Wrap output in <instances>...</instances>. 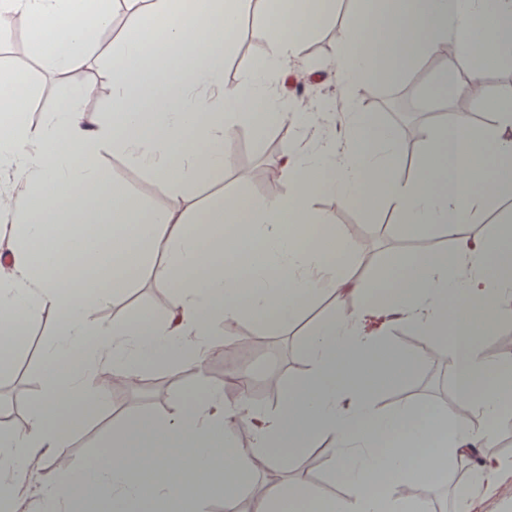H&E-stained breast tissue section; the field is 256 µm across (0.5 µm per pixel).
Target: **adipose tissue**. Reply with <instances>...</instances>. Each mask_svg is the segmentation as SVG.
Returning a JSON list of instances; mask_svg holds the SVG:
<instances>
[{"label":"adipose tissue","mask_w":512,"mask_h":512,"mask_svg":"<svg viewBox=\"0 0 512 512\" xmlns=\"http://www.w3.org/2000/svg\"><path fill=\"white\" fill-rule=\"evenodd\" d=\"M0 0V20L25 16L48 38L44 67L60 77L105 53L112 82V118L95 127L85 120L92 85H67L61 105L41 126L25 121L11 70H0V100L9 120L0 132V168L20 175L16 189L0 193V215L11 217L14 244L0 259V373L8 371L28 320L51 311L56 339L44 352L45 387L30 395V425L18 433L0 426V484L21 498L32 474L41 479L48 512H64L74 499L103 512H152L172 505L201 512L213 491L232 512L259 471L301 461L302 450L329 439L343 496L314 501L315 512H427L412 481L439 479L449 460L470 466L479 482L512 468V459L481 455L484 442L512 419L485 377L512 382V363L489 357L482 335L512 319V273L502 242L461 233L462 225L495 200L512 195V94H486L472 85V64L512 46V0H395L380 20L348 25L336 47L345 89L418 56L449 50L442 78L471 95L492 120L474 128L453 123L426 129L415 178L400 180L397 142L369 113L349 115L347 141L325 139L279 168L289 193L250 202L246 191L211 197L197 206L188 190L224 170V143L237 122L256 121V106L279 112L304 128L333 117L331 100L311 112L282 111L273 83L289 61L304 54L306 30L293 16L271 20V0H200L197 36L177 24L183 0ZM268 27L269 51L233 89L224 87L225 36L242 18ZM119 152L165 183L168 208L135 220V203L119 183L105 179L102 152ZM346 204L370 208L386 202L406 234L440 229L448 250L397 255L386 278H354L356 245L347 243L309 205L312 185ZM111 215V231L101 228ZM326 224L314 249H299L294 227ZM97 237L85 236L88 226ZM142 270L170 289L168 322L149 313L103 322L101 304L131 288ZM329 294L334 314L308 336L310 369L291 382L273 413L241 410L222 389L198 383L174 415L151 420L113 419L105 442L70 459V438L104 394L91 386L93 370L112 367L114 378L135 380L150 361L200 365L224 342L223 328L250 314H271L279 329L301 317L314 290ZM399 314L431 336H450L448 362L463 407L454 413L411 404L393 411L376 405L378 387L409 362L380 352L368 324L378 312ZM253 435L236 447V428ZM302 482L270 486L254 512H293L310 497Z\"/></svg>","instance_id":"ef3b65f1"}]
</instances>
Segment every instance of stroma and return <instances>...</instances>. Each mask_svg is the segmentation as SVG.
Masks as SVG:
<instances>
[{
  "label": "stroma",
  "mask_w": 512,
  "mask_h": 512,
  "mask_svg": "<svg viewBox=\"0 0 512 512\" xmlns=\"http://www.w3.org/2000/svg\"><path fill=\"white\" fill-rule=\"evenodd\" d=\"M358 6V0H338L335 13L320 22L305 0H292V13L301 16L312 31L303 58L289 65L280 82V91L287 97L290 108L305 112L321 98L329 97L337 102L340 111L355 108L370 113L377 123L384 126L396 123L403 127L411 122L435 126L432 112L453 104L455 96L437 84L436 72H423V59L413 61L402 75H384L359 82L352 97H345L342 93L334 76L336 45ZM228 39L233 49L224 65V84L230 88L264 57L267 41L265 32L247 21L229 34ZM0 61L25 73L27 80L35 86L27 120L30 125H41L62 96V82L43 69L35 43L27 42L18 47L10 41L0 44ZM76 78L95 85L96 91L86 103L88 121L94 126L103 123L109 116L111 96L109 71L103 58L91 60ZM335 131L336 126L332 123L320 124L315 129H295L275 120L266 121L265 131L261 134L251 125L239 126L228 146L231 158L223 173L206 178L192 187L191 192L203 200L215 193H230L242 187L255 203L265 201L272 191L288 192V182L280 181L276 186H268L257 178L256 169L277 166L290 150L309 147L317 133L332 134ZM99 165L109 180L125 185L140 207L139 218H146L149 211L169 206L171 197L167 186L148 172L132 168L122 154L102 153ZM311 201L318 212L330 218L345 241L362 244L363 249L357 253L351 268L352 275L358 278L379 274L392 255L425 253L432 248L443 250L450 246L448 239L437 231L419 238L407 235L396 214L384 206L365 210L342 204L335 196L317 187L311 190ZM167 295V289L144 274L127 294L103 306L100 316L109 322L130 319L147 310L159 321L166 313ZM331 314L328 298L321 297L313 299L299 322L285 332L262 316L240 319L232 328V339L236 342L250 340L255 344L245 363L253 385L260 386L274 378L283 389L293 379L306 374L310 367L306 355L308 331L314 323L329 318ZM55 325L56 316L51 312L42 313L29 322L24 328L25 343L17 357L20 369L0 375V407L14 411L15 431L22 432L28 427L30 407L27 396L43 387L41 356L55 339ZM386 336L390 348L409 356L410 367L378 392L379 407L390 410L405 400L418 406L455 410L453 383L439 381L440 370L448 365V339L426 336L401 320L389 323ZM141 378L144 382L142 388L128 393L120 403L114 398H107L98 415L71 438L68 452L73 459H80L99 447L108 435V424L113 416L150 419L171 415L181 402L190 399L197 382L213 387L224 384L223 374L211 368L164 366L155 362L143 366ZM329 448V442L324 439L314 447L315 465L308 483L310 490L326 501L341 496L344 491L332 472ZM468 479V474L461 472L459 462L452 460L444 478L436 482H414L411 492L428 498L435 505L436 512H455L457 498L464 492ZM472 497L476 512H512V470L500 472L476 487Z\"/></svg>",
  "instance_id": "1"
}]
</instances>
